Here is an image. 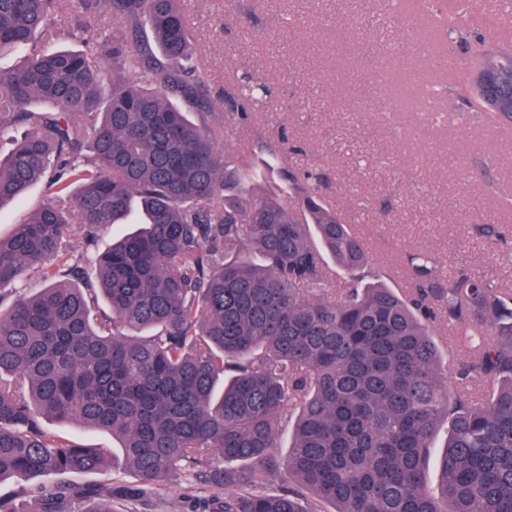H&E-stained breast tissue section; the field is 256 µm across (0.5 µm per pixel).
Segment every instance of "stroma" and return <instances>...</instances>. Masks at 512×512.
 <instances>
[{"label": "stroma", "mask_w": 512, "mask_h": 512, "mask_svg": "<svg viewBox=\"0 0 512 512\" xmlns=\"http://www.w3.org/2000/svg\"><path fill=\"white\" fill-rule=\"evenodd\" d=\"M213 94L243 76L270 87L248 101L247 118L227 124L224 156L264 155L287 143L283 169L320 170L322 196L367 248L369 278L399 287L396 265L426 251L451 270L512 289V123L459 103L448 120L406 108L408 72L427 75L435 57L466 62L464 45L433 39L448 0H184ZM497 225L489 242L482 225ZM51 432L112 451L110 468L85 483L133 485L111 434L71 422ZM112 512H199L198 493L180 480L154 486L149 505L112 502Z\"/></svg>", "instance_id": "obj_1"}]
</instances>
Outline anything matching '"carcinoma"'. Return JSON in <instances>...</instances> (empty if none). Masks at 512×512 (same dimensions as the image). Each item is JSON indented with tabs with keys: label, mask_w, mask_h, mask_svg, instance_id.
I'll use <instances>...</instances> for the list:
<instances>
[{
	"label": "carcinoma",
	"mask_w": 512,
	"mask_h": 512,
	"mask_svg": "<svg viewBox=\"0 0 512 512\" xmlns=\"http://www.w3.org/2000/svg\"><path fill=\"white\" fill-rule=\"evenodd\" d=\"M60 4L0 0V54L27 49L0 70V138L25 129L0 156V207L47 185L0 237V483L112 465L45 418L111 433L142 486L39 487V512H112V493L183 474L217 490L206 512H512V292L422 251L404 288L365 282L364 242L319 196L324 175L288 176L290 207L250 195L284 175L281 152L229 168L219 137L244 96L216 98L184 66L182 0H78L83 50L55 47L70 35ZM463 41L473 74L448 98L512 122V47ZM112 224L140 228L70 256L67 238ZM330 260L348 274L337 288ZM32 267L45 288L3 307ZM437 323L468 352L453 386Z\"/></svg>",
	"instance_id": "carcinoma-1"
}]
</instances>
